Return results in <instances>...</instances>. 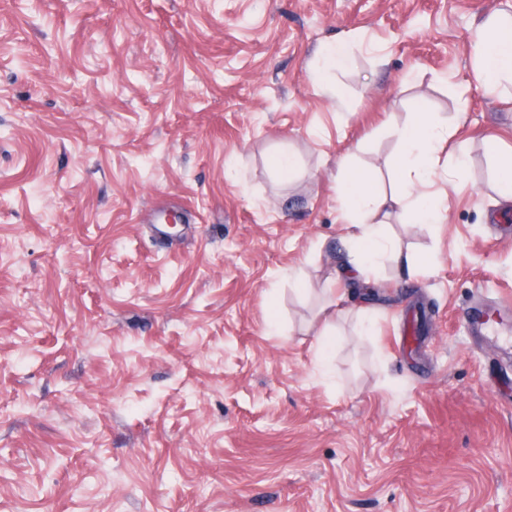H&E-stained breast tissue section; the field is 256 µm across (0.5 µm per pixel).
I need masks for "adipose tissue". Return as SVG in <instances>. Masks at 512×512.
Wrapping results in <instances>:
<instances>
[{"instance_id":"adipose-tissue-1","label":"adipose tissue","mask_w":512,"mask_h":512,"mask_svg":"<svg viewBox=\"0 0 512 512\" xmlns=\"http://www.w3.org/2000/svg\"><path fill=\"white\" fill-rule=\"evenodd\" d=\"M474 75L479 88L494 92L512 81V19L496 16L482 20L473 35ZM394 133L402 147L393 171L391 191H378L374 174L359 169L347 174L340 185L343 197L341 220L351 227L346 240L353 257L344 273L349 277L373 274L387 258L401 253L385 234L383 219L412 217L417 224H437L442 220L434 193L418 191L427 172L438 161L448 128L432 113L419 111Z\"/></svg>"}]
</instances>
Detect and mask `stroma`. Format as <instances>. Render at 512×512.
I'll use <instances>...</instances> for the list:
<instances>
[{"label":"stroma","mask_w":512,"mask_h":512,"mask_svg":"<svg viewBox=\"0 0 512 512\" xmlns=\"http://www.w3.org/2000/svg\"><path fill=\"white\" fill-rule=\"evenodd\" d=\"M500 12L0 0V512H512V325L470 322L512 307V100L471 57ZM419 110L445 220L388 226L415 274L335 283L338 180L389 189ZM352 47L348 42H333L322 48L318 53V65L314 72V81L322 91L330 93L333 89L323 85L325 77L332 72L345 69L351 59ZM497 191L504 203L512 202V156L502 157L498 161Z\"/></svg>","instance_id":"stroma-1"}]
</instances>
